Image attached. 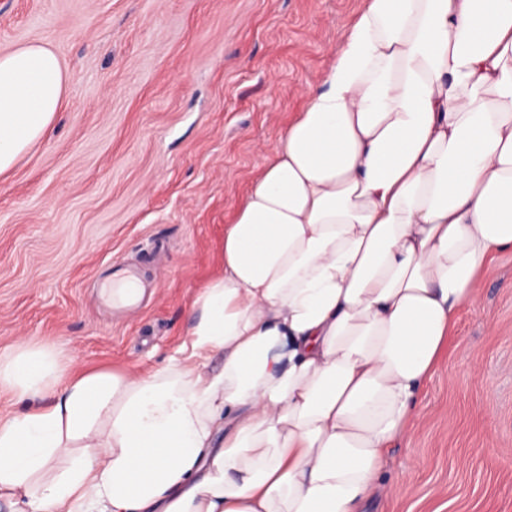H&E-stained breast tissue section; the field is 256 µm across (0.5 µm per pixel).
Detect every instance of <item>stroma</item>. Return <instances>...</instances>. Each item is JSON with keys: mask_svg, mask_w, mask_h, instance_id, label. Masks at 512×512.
<instances>
[{"mask_svg": "<svg viewBox=\"0 0 512 512\" xmlns=\"http://www.w3.org/2000/svg\"><path fill=\"white\" fill-rule=\"evenodd\" d=\"M363 5L0 0V52L41 43L70 74L49 131L0 173V357L22 339L68 369L164 367L222 270L225 225ZM123 265L139 307L101 296ZM481 291L369 512H512V250Z\"/></svg>", "mask_w": 512, "mask_h": 512, "instance_id": "35a3bbf8", "label": "stroma"}]
</instances>
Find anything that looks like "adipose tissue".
<instances>
[{
	"instance_id": "adipose-tissue-1",
	"label": "adipose tissue",
	"mask_w": 512,
	"mask_h": 512,
	"mask_svg": "<svg viewBox=\"0 0 512 512\" xmlns=\"http://www.w3.org/2000/svg\"><path fill=\"white\" fill-rule=\"evenodd\" d=\"M68 91L0 52V173ZM512 250V0H365L152 372L19 343L0 500L31 512H363L480 274Z\"/></svg>"
}]
</instances>
